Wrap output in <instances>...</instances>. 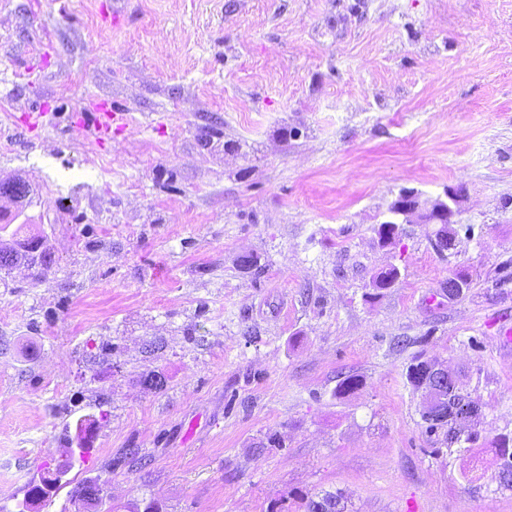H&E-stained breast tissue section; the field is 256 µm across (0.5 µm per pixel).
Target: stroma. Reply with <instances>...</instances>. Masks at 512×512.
<instances>
[{"instance_id": "35a3bbf8", "label": "stroma", "mask_w": 512, "mask_h": 512, "mask_svg": "<svg viewBox=\"0 0 512 512\" xmlns=\"http://www.w3.org/2000/svg\"><path fill=\"white\" fill-rule=\"evenodd\" d=\"M0 174L31 183L55 258L0 276V512L84 419L40 512L89 480L92 512L335 489L349 512H512L494 454L467 482L405 378L418 353L468 370L482 436L512 432V0H0ZM449 188L455 250L432 224L380 243L401 190ZM123 118V112H113L112 109L107 112H92L85 121V128L96 138L107 135L112 122Z\"/></svg>"}]
</instances>
